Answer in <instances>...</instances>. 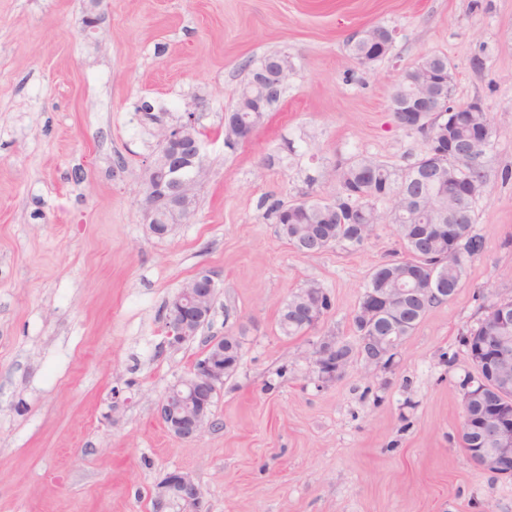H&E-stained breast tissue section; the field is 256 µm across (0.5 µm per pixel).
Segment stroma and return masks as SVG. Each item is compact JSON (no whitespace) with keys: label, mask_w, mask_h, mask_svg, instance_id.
<instances>
[{"label":"stroma","mask_w":512,"mask_h":512,"mask_svg":"<svg viewBox=\"0 0 512 512\" xmlns=\"http://www.w3.org/2000/svg\"><path fill=\"white\" fill-rule=\"evenodd\" d=\"M99 15L97 30L86 28ZM380 25L389 53L360 63L348 40ZM294 71L250 141L224 144L248 61ZM454 68L453 100H481L496 134L485 243L464 286L432 308L388 367L353 359L321 383L313 342H355L373 270L401 249L378 225L357 249L307 255L278 235L272 203L339 189L337 163L401 169L424 151L395 126L400 75L426 55ZM196 112L206 175L193 216L154 236L139 208L157 150L137 107ZM512 0H0V512H158L157 484L191 472L201 512H512V476L461 448L463 336L512 298ZM201 272L208 325L170 344L166 305ZM332 306L305 336L279 312L310 284ZM242 358L214 428L186 441L157 415L212 336Z\"/></svg>","instance_id":"stroma-1"}]
</instances>
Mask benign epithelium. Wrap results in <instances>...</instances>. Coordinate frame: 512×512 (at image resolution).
Here are the masks:
<instances>
[{
    "mask_svg": "<svg viewBox=\"0 0 512 512\" xmlns=\"http://www.w3.org/2000/svg\"><path fill=\"white\" fill-rule=\"evenodd\" d=\"M293 69L292 60L285 55L266 56L253 69L252 85L263 94H245L241 111L252 113L251 121H232L225 126L233 139L247 142L253 137L264 121L267 94L284 87ZM449 82L450 71L443 63L437 72L428 75L426 89L399 107L407 124L417 125L427 115L441 120L453 112L484 111L478 100L464 106L448 103ZM155 135L158 151L145 167L140 209L150 232L163 237L168 233V225L183 224L194 214L198 187L206 168L196 112H185L174 122H156ZM188 166L191 174L184 177L182 170ZM214 294L215 282L208 275L200 274L183 285L167 307V334L172 342L182 344L197 335L210 319ZM397 296L405 297L403 289H392L388 298L371 291L359 306V313L366 319V329L369 330L363 337V345L371 349L369 353L363 352L362 357L370 365L385 366L398 349L399 339L381 336L375 328L376 323L392 311L391 299ZM299 317L313 325L321 321L323 314L319 312L317 296L305 301ZM489 322L491 333L497 335L500 345L494 348L490 358L480 360L479 371L486 372L493 385L502 390L509 389L512 387V300L498 301ZM310 358L323 382L335 381L348 366L346 359L336 358L334 336H324L314 343ZM225 370L224 337H213L187 374L158 402L159 420L172 436L194 440L213 427L211 407L216 393L224 386ZM483 429L494 447L466 448V458L485 471L502 476L511 474L512 418L489 415L484 418ZM171 499L194 509L199 507L201 488L190 473L175 470L156 486L154 501L157 507Z\"/></svg>",
    "mask_w": 512,
    "mask_h": 512,
    "instance_id": "1",
    "label": "benign epithelium"
}]
</instances>
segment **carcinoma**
<instances>
[{"instance_id": "1", "label": "carcinoma", "mask_w": 512, "mask_h": 512, "mask_svg": "<svg viewBox=\"0 0 512 512\" xmlns=\"http://www.w3.org/2000/svg\"><path fill=\"white\" fill-rule=\"evenodd\" d=\"M441 58V54L427 55L416 67L406 71L395 85L391 108H396L407 98L417 87L421 74L438 64ZM448 120L450 123L442 127L427 116L417 132L423 135L426 142L435 136L448 134L460 144L471 142L470 131L466 125L451 124V115ZM438 164L446 167L447 185L443 187L419 176L423 168ZM337 176L340 191L333 197L336 213H331L327 202L322 200L302 199L288 205L273 204L270 211L279 226V233L292 242L310 239V231H318L321 238L317 240L315 247L306 249V253L310 255L321 253L343 242L353 247H361L373 235L376 225L386 219L385 215L377 211V204L385 201L383 187L395 192L401 191L408 197L425 200L428 209L391 219L398 226L403 255L378 265L365 286L367 291L377 288H421V282H407L405 272L413 264L421 267L425 278L434 275L437 282L448 289L440 297L423 295L413 300L409 307L391 316V319L382 321V326L386 329L395 327L391 335L406 338L416 329L427 311L455 297L462 287L467 263L483 251V239L473 233L472 227L476 223L475 203L487 192V165L466 161L451 152L446 156H437L427 149L413 163L400 170L372 157H354L338 166ZM450 209L453 210L454 226L466 233L465 239L458 244L457 254L452 257L448 256L447 235L435 231L426 239H416V226L432 222V211L446 214ZM300 303L302 292L298 291L280 311L278 327L285 336H304L308 333V326L291 311L293 306ZM487 318L489 315H484L478 326L469 330L463 338L468 352L475 351L480 345L485 349L494 347L492 334L483 330ZM481 390L488 393L490 387L484 388L478 384L468 390V393L474 395ZM492 397V404L476 402L475 412L490 413L503 407L512 412V390L505 394L494 392Z\"/></svg>"}]
</instances>
